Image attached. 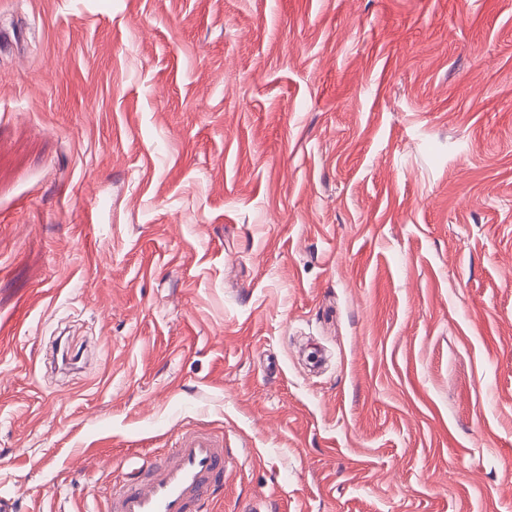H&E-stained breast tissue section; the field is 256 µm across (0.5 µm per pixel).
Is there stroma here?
Segmentation results:
<instances>
[{
    "instance_id": "35a3bbf8",
    "label": "stroma",
    "mask_w": 512,
    "mask_h": 512,
    "mask_svg": "<svg viewBox=\"0 0 512 512\" xmlns=\"http://www.w3.org/2000/svg\"><path fill=\"white\" fill-rule=\"evenodd\" d=\"M512 512V0H0V497ZM224 438L202 429L181 432L158 461L116 481L104 512H205L231 464Z\"/></svg>"
}]
</instances>
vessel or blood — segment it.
<instances>
[{
    "instance_id": "1",
    "label": "vessel or blood",
    "mask_w": 512,
    "mask_h": 512,
    "mask_svg": "<svg viewBox=\"0 0 512 512\" xmlns=\"http://www.w3.org/2000/svg\"><path fill=\"white\" fill-rule=\"evenodd\" d=\"M230 459L222 438L202 429L183 431L160 460L114 483L104 512H206Z\"/></svg>"
}]
</instances>
